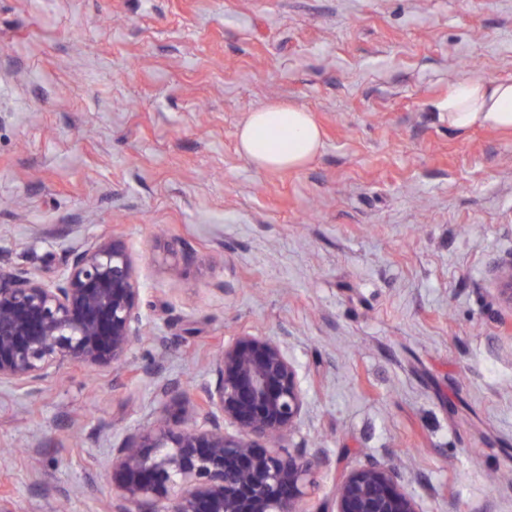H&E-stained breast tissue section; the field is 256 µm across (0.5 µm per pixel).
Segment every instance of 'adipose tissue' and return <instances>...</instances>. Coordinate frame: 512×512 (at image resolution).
Instances as JSON below:
<instances>
[{"label":"adipose tissue","instance_id":"obj_1","mask_svg":"<svg viewBox=\"0 0 512 512\" xmlns=\"http://www.w3.org/2000/svg\"><path fill=\"white\" fill-rule=\"evenodd\" d=\"M447 107L448 125L458 132L512 129V81H462ZM320 147V129L310 113L291 103L273 102L250 113L238 131L239 152L261 169L305 166Z\"/></svg>","mask_w":512,"mask_h":512}]
</instances>
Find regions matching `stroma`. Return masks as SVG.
I'll return each mask as SVG.
<instances>
[{
    "label": "stroma",
    "mask_w": 512,
    "mask_h": 512,
    "mask_svg": "<svg viewBox=\"0 0 512 512\" xmlns=\"http://www.w3.org/2000/svg\"><path fill=\"white\" fill-rule=\"evenodd\" d=\"M472 78L512 80V0H0V265L119 233L147 326L121 379L0 386V512H107L114 444L242 333L299 365L312 505L391 458L423 512H512V130L449 129ZM272 102L307 165L238 153ZM321 147L320 129L305 109L269 103L251 112L238 131V150L261 169H293L308 164ZM496 273L495 298L512 309V253L497 260Z\"/></svg>",
    "instance_id": "1"
}]
</instances>
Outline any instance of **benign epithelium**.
<instances>
[{
	"mask_svg": "<svg viewBox=\"0 0 512 512\" xmlns=\"http://www.w3.org/2000/svg\"><path fill=\"white\" fill-rule=\"evenodd\" d=\"M494 295L512 309V253ZM145 329L135 261L119 236L87 241L55 279L0 266V384L28 393L68 368L120 375ZM215 379L164 404L160 418L112 449V512H308L307 487L332 467L322 449L292 448L306 414L298 367L278 336L224 344ZM422 512L389 460L344 473L334 509Z\"/></svg>",
	"mask_w": 512,
	"mask_h": 512,
	"instance_id": "benign-epithelium-1",
	"label": "benign epithelium"
}]
</instances>
